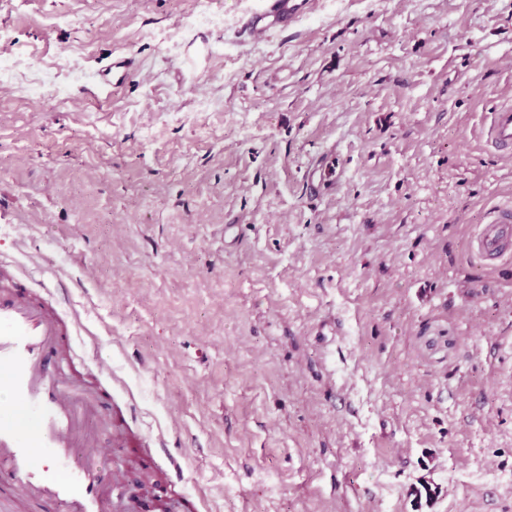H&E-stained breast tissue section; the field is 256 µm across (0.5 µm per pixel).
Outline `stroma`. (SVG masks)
Wrapping results in <instances>:
<instances>
[{"instance_id":"obj_1","label":"stroma","mask_w":512,"mask_h":512,"mask_svg":"<svg viewBox=\"0 0 512 512\" xmlns=\"http://www.w3.org/2000/svg\"><path fill=\"white\" fill-rule=\"evenodd\" d=\"M263 4L0 0V256L205 512H415L422 480V512H512V261L470 249L512 200L484 137L512 0H315L254 37ZM48 71L68 105L28 95Z\"/></svg>"}]
</instances>
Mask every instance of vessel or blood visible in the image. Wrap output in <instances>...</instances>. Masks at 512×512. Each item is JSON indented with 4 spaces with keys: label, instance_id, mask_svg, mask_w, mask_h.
I'll use <instances>...</instances> for the list:
<instances>
[{
    "label": "vessel or blood",
    "instance_id": "obj_1",
    "mask_svg": "<svg viewBox=\"0 0 512 512\" xmlns=\"http://www.w3.org/2000/svg\"><path fill=\"white\" fill-rule=\"evenodd\" d=\"M308 0H267L252 13L249 27L263 34L284 30ZM489 145L512 155V104L490 114ZM472 247L487 263L512 257V202L495 205ZM26 273L0 259V489L36 512H113V495L103 488L98 463L105 450L101 430L131 444L128 417L112 410V390L78 375L75 338L78 315L62 309L52 284L28 290ZM51 459L56 474L41 459Z\"/></svg>",
    "mask_w": 512,
    "mask_h": 512
}]
</instances>
